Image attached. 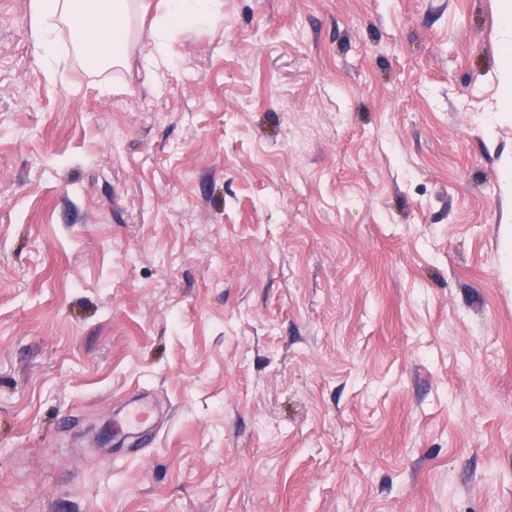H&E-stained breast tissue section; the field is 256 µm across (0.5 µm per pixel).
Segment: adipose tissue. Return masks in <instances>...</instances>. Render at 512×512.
<instances>
[{"label": "adipose tissue", "instance_id": "1", "mask_svg": "<svg viewBox=\"0 0 512 512\" xmlns=\"http://www.w3.org/2000/svg\"><path fill=\"white\" fill-rule=\"evenodd\" d=\"M219 0H30L34 43L54 77L61 30L70 33L81 64L100 72L124 66L140 36H147L150 50L142 65L154 78L171 66L170 47L191 31L214 25L219 18Z\"/></svg>", "mask_w": 512, "mask_h": 512}]
</instances>
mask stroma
<instances>
[{"label": "stroma", "instance_id": "35a3bbf8", "mask_svg": "<svg viewBox=\"0 0 512 512\" xmlns=\"http://www.w3.org/2000/svg\"><path fill=\"white\" fill-rule=\"evenodd\" d=\"M0 0V512H512V8L222 0L48 78ZM161 410L127 456L81 435Z\"/></svg>", "mask_w": 512, "mask_h": 512}]
</instances>
